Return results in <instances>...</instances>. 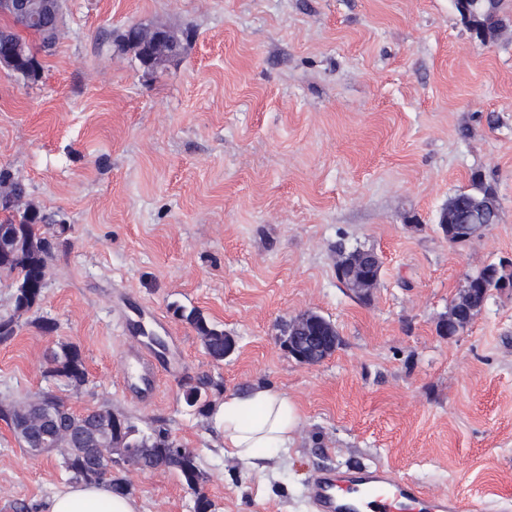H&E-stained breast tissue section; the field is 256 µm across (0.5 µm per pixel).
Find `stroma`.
I'll return each instance as SVG.
<instances>
[{
	"label": "stroma",
	"mask_w": 512,
	"mask_h": 512,
	"mask_svg": "<svg viewBox=\"0 0 512 512\" xmlns=\"http://www.w3.org/2000/svg\"><path fill=\"white\" fill-rule=\"evenodd\" d=\"M133 23L194 37L148 74L121 42ZM41 63L34 82L0 71V168L63 235L32 311L15 315L0 276V315L17 318L0 405L48 393L167 428L211 512H312L316 471L379 464L512 512V292L437 330L468 276L512 258V21L484 44L454 0H62ZM476 175L500 219L449 244L440 214ZM341 245L378 255L369 294L337 279ZM178 306L235 351L214 361ZM308 312L340 336L314 365L282 344ZM61 342L82 352L81 386L50 374ZM137 351L158 366L146 393ZM204 376L214 406L258 383L295 401L287 454L261 470L224 455L183 400ZM62 454L30 457L0 420V512H39L72 485ZM112 471L140 512H194L174 470Z\"/></svg>",
	"instance_id": "stroma-1"
}]
</instances>
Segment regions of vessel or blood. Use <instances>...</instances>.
<instances>
[{
    "instance_id": "obj_1",
    "label": "vessel or blood",
    "mask_w": 512,
    "mask_h": 512,
    "mask_svg": "<svg viewBox=\"0 0 512 512\" xmlns=\"http://www.w3.org/2000/svg\"><path fill=\"white\" fill-rule=\"evenodd\" d=\"M309 497L316 512H481L472 500L422 492L383 466L319 474Z\"/></svg>"
}]
</instances>
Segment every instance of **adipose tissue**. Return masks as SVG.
<instances>
[{"label": "adipose tissue", "instance_id": "obj_1", "mask_svg": "<svg viewBox=\"0 0 512 512\" xmlns=\"http://www.w3.org/2000/svg\"><path fill=\"white\" fill-rule=\"evenodd\" d=\"M211 420L224 437L225 452L256 467L291 447L300 412L285 393L258 385L225 394ZM42 512H138V505L114 494L108 483L82 482L48 499Z\"/></svg>", "mask_w": 512, "mask_h": 512}]
</instances>
